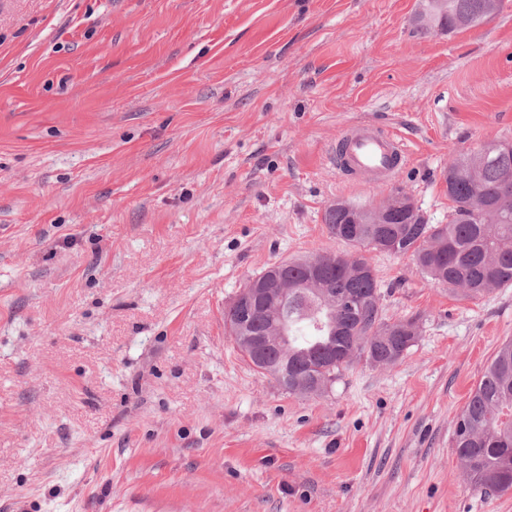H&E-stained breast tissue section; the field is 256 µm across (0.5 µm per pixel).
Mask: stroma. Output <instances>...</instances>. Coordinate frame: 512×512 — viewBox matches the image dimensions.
Wrapping results in <instances>:
<instances>
[{
    "label": "stroma",
    "mask_w": 512,
    "mask_h": 512,
    "mask_svg": "<svg viewBox=\"0 0 512 512\" xmlns=\"http://www.w3.org/2000/svg\"><path fill=\"white\" fill-rule=\"evenodd\" d=\"M422 0H0V512H512L456 417L512 339V286L464 300L370 252L396 364L319 396L242 356L224 310L324 221L394 190L448 221L453 156L512 140V0L419 34ZM371 122L409 159L351 185ZM336 165L351 179L386 183L407 157L403 139L370 123L347 126L336 139Z\"/></svg>",
    "instance_id": "obj_1"
}]
</instances>
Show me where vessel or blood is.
<instances>
[{
  "mask_svg": "<svg viewBox=\"0 0 512 512\" xmlns=\"http://www.w3.org/2000/svg\"><path fill=\"white\" fill-rule=\"evenodd\" d=\"M407 157L403 139L370 123L347 126L336 139V164L351 179L386 183Z\"/></svg>",
  "mask_w": 512,
  "mask_h": 512,
  "instance_id": "b4317fda",
  "label": "vessel or blood"
}]
</instances>
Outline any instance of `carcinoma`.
<instances>
[{
    "instance_id": "cac0c4a2",
    "label": "carcinoma",
    "mask_w": 512,
    "mask_h": 512,
    "mask_svg": "<svg viewBox=\"0 0 512 512\" xmlns=\"http://www.w3.org/2000/svg\"><path fill=\"white\" fill-rule=\"evenodd\" d=\"M483 2L433 0L416 28L427 35L452 29L461 18L479 25L489 19L478 15ZM444 177L452 202L446 224H431L420 211L410 216L398 210L385 224H356L347 234V209L339 201L326 208L331 233L353 252L317 255L318 282L288 294L280 307L247 318L254 336L266 335L281 318L288 320V370L276 378L282 389L319 395L355 357L392 365L414 342L415 320L385 319L366 252L410 253L423 274L465 299L512 285V149L483 157L461 152ZM308 269L303 261H290L282 272L302 285ZM454 448L473 490L512 491V340L496 349L458 415Z\"/></svg>"
}]
</instances>
